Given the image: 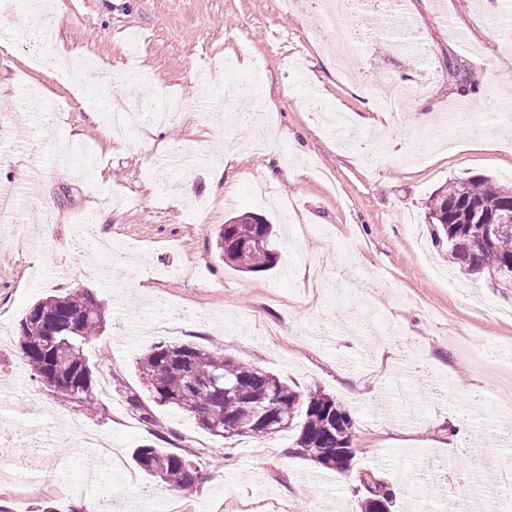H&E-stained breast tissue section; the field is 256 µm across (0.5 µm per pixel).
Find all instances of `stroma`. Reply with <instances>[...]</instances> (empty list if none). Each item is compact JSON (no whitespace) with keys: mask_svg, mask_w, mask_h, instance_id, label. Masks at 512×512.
Returning a JSON list of instances; mask_svg holds the SVG:
<instances>
[{"mask_svg":"<svg viewBox=\"0 0 512 512\" xmlns=\"http://www.w3.org/2000/svg\"><path fill=\"white\" fill-rule=\"evenodd\" d=\"M56 45L110 63L127 73L121 94L161 105L171 97L186 107L172 123L108 147L100 130L105 109L92 96L32 66L37 39L0 53V187L21 189L9 224L0 223V394L6 416L52 415L65 442L53 456L66 469L59 483L20 484L0 473V512H65L73 500L107 498L111 512L162 508L165 484L138 474L131 453L151 441V425L127 403L137 395L167 434L166 448L198 461L202 479L181 492L189 512H268L275 499L288 512H323L339 500L360 512L357 472L421 495L419 512H438L448 492L467 495L470 484L449 487V471L476 475L483 449L512 429V412L491 402L512 376L499 368L497 349L512 346V288L450 267L435 246L425 207L438 188L486 177L512 184V118L460 94L447 70L465 58L470 75L492 69L512 85V44L495 30L484 0H404L424 54L396 47L388 32L361 40L347 71L329 63L316 35L344 37L351 27L332 22L312 0L282 10L280 0H62ZM145 34L135 70L124 64L122 35ZM206 52L239 63L224 84V104L212 106L209 87L192 66ZM303 63L308 81L328 103L317 112L294 79ZM401 88L403 119L374 106L380 77ZM50 100L71 101L52 121L32 120L29 87ZM466 108L487 130L489 145L473 144L457 127L448 145L404 162L417 146L419 114L440 117ZM365 115L351 147H339L329 112ZM273 122L278 148L241 145L228 126L232 113ZM90 146L95 174L82 178L62 164L73 138ZM223 148L230 195L213 193V164L145 171L161 153L184 143ZM271 178L280 199L296 205L301 223L285 222L278 207L258 201L255 178ZM208 204L197 220L189 206ZM250 211L277 233L274 268L249 273L223 264L216 239L225 222ZM93 213L102 236L120 243L110 265L73 234L77 219ZM89 289L104 307L106 326L88 347L97 374L94 414L56 401L36 381L17 350L19 323L48 294ZM190 342L271 372L288 385L319 388L351 414L354 468L339 474L287 455L296 431L262 439H221L184 412L157 405L136 371L155 342ZM83 423L116 448L133 483L113 477L80 482L86 450L69 420ZM467 419V435H453ZM154 422V423H155Z\"/></svg>","mask_w":512,"mask_h":512,"instance_id":"1","label":"stroma"}]
</instances>
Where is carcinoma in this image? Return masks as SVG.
<instances>
[{
  "instance_id": "obj_1",
  "label": "carcinoma",
  "mask_w": 512,
  "mask_h": 512,
  "mask_svg": "<svg viewBox=\"0 0 512 512\" xmlns=\"http://www.w3.org/2000/svg\"><path fill=\"white\" fill-rule=\"evenodd\" d=\"M470 205L488 213L512 206V187L482 177L454 182L431 197L425 219L435 243L448 246L452 263L489 277L512 266V229L486 233L471 222ZM274 245L268 220L247 212L224 225L216 240L219 260L247 272L274 267ZM104 326L105 310L89 291L47 295L21 320L17 343L38 383H48L53 396L69 402L82 393L81 407L90 410L95 404L94 378L85 346ZM138 372L156 403L192 415L212 436L271 435L255 414L257 403L264 399L277 431L299 427L290 454L331 471L352 469L355 454L343 457L339 465L336 455L353 447V418L322 390L295 389L257 366L186 342L154 345L138 362ZM132 459L146 477L159 479L176 492L201 480L196 461L164 448L142 445L134 449ZM359 481L375 484L383 497L378 503L363 500L361 512H391L393 495L386 484L371 471L361 472Z\"/></svg>"
}]
</instances>
